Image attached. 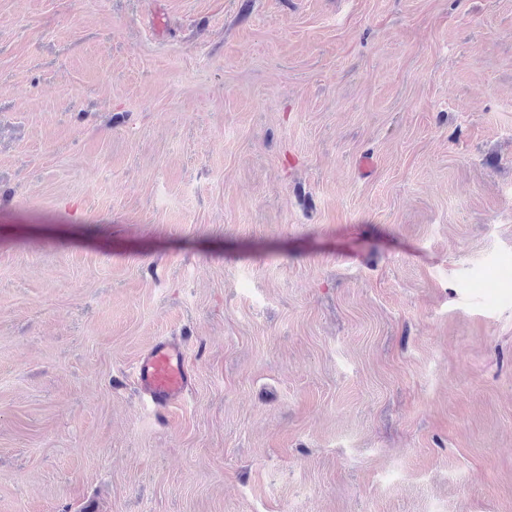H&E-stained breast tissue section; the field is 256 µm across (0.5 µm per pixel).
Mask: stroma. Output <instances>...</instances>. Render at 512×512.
<instances>
[{
	"instance_id": "35a3bbf8",
	"label": "stroma",
	"mask_w": 512,
	"mask_h": 512,
	"mask_svg": "<svg viewBox=\"0 0 512 512\" xmlns=\"http://www.w3.org/2000/svg\"><path fill=\"white\" fill-rule=\"evenodd\" d=\"M0 512H512V0H0ZM134 375L143 400L157 420L181 402L191 388L185 347L167 337L156 338L134 363Z\"/></svg>"
}]
</instances>
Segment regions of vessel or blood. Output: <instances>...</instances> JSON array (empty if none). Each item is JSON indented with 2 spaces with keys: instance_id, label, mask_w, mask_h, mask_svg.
<instances>
[{
  "instance_id": "1",
  "label": "vessel or blood",
  "mask_w": 512,
  "mask_h": 512,
  "mask_svg": "<svg viewBox=\"0 0 512 512\" xmlns=\"http://www.w3.org/2000/svg\"><path fill=\"white\" fill-rule=\"evenodd\" d=\"M143 400L156 419H163L170 406L181 402L191 388L185 347L161 336L133 366Z\"/></svg>"
}]
</instances>
